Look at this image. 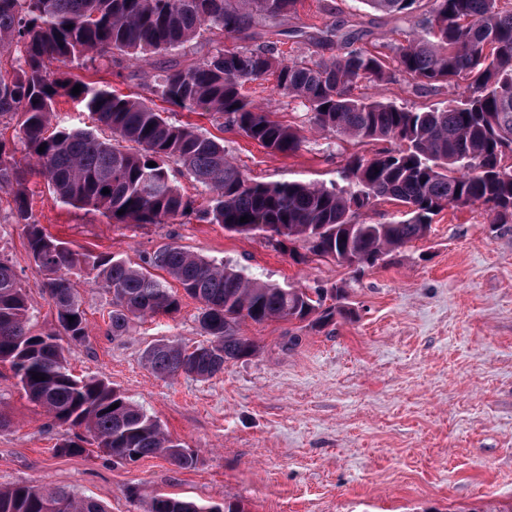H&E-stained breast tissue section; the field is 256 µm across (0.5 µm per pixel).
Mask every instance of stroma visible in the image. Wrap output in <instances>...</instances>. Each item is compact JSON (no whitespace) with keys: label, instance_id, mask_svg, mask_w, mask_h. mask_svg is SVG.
Returning <instances> with one entry per match:
<instances>
[{"label":"stroma","instance_id":"35a3bbf8","mask_svg":"<svg viewBox=\"0 0 512 512\" xmlns=\"http://www.w3.org/2000/svg\"><path fill=\"white\" fill-rule=\"evenodd\" d=\"M359 33V45L385 51L405 42L413 18L392 19L362 0H300L296 14L260 22L262 41L289 32L291 55L314 60L344 52L341 40L316 45L308 26ZM167 55L151 65L129 60L72 67L77 80L120 94L148 96ZM246 91L276 106V120L300 129L294 154H275L230 127L153 99L174 122H192L222 138L236 164L265 182L341 179L347 157L371 155L374 144L311 129L302 104L278 96L271 83ZM377 99L429 110L456 99L451 88H415L394 76L374 88ZM33 212L46 232L74 251L139 262L160 245L178 244L291 288L346 289L349 320L325 326L298 321L245 323L254 355L229 362L208 380L154 376L144 365L156 340L193 347L205 336L199 304L182 297L170 316L131 320L113 335L111 296L73 276L88 335L67 355L80 378L109 383L198 454L196 468L164 457L119 461L89 448L67 455L57 446L76 429L52 424L32 402L9 364L0 363V487H60L101 502L107 512H144L158 494L201 507L234 503L244 512H503L512 506V224L493 225L484 206L447 208L425 238L359 269L311 254L304 242L267 233L236 234L220 224H117L101 214L55 201L44 179L29 175ZM0 254L32 296L36 333L58 330L56 312L36 291L37 268L11 198L0 191Z\"/></svg>","mask_w":512,"mask_h":512}]
</instances>
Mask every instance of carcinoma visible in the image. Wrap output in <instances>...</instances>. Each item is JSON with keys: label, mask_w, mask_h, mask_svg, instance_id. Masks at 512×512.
Returning a JSON list of instances; mask_svg holds the SVG:
<instances>
[{"label": "carcinoma", "mask_w": 512, "mask_h": 512, "mask_svg": "<svg viewBox=\"0 0 512 512\" xmlns=\"http://www.w3.org/2000/svg\"><path fill=\"white\" fill-rule=\"evenodd\" d=\"M417 2L362 0L394 18L411 15ZM431 2L413 37L392 46L396 71L415 87L439 89L459 79L466 86L448 107L419 112L352 94L360 83L377 87L391 79L379 53L367 48L312 61L290 57L275 43L246 44L258 21L286 19L300 0H0V119L22 114L26 159L17 160V149L0 141V191L12 194L14 221L23 225L40 274L37 288L55 306L70 344L84 342L87 323L69 274L87 265L96 271L94 284L112 295L114 335L133 318L179 310L180 298L152 269L165 271L202 304L199 323L206 343L189 350L159 339L145 351L146 364L162 378H211L225 364L252 355L255 342L240 332L246 320L321 324L348 319L353 311L343 288H282L168 243L139 264L91 260L54 239L35 219L26 190L32 171L47 182L55 200L116 223L167 224L193 215L231 232L300 239L312 254L350 266H372L422 238L433 217L448 207L478 203L487 208L489 223L511 224L512 7H502L501 0ZM205 33L214 42L225 37L241 44L209 51L187 66L161 69L153 76L152 94L222 118L262 147L288 156L301 147L299 132L272 119L269 106L244 92L250 83L272 79L278 96L304 104L313 129L395 147L368 158L349 157L342 185L255 182L222 141L189 123L169 121L143 97L118 95L70 73L72 64L98 58L147 63L198 43ZM78 84L81 91L74 95ZM62 98L83 103L110 135L49 131ZM151 161L156 166H148ZM180 176L203 187L208 202L195 205L182 192ZM105 188L110 193H101ZM380 201L397 202L403 207L400 217L386 224L355 221L360 210ZM243 216L249 222H240ZM28 311L27 290L0 254V363L10 365L54 423L85 429L86 435L61 443V453L82 454L89 443L122 461L160 455L181 469L196 468L198 455L120 392L102 380L73 375L64 364L61 337L31 333ZM0 512L105 509L65 488L18 484L0 488ZM145 512L243 510L156 495Z\"/></svg>", "instance_id": "obj_1"}]
</instances>
